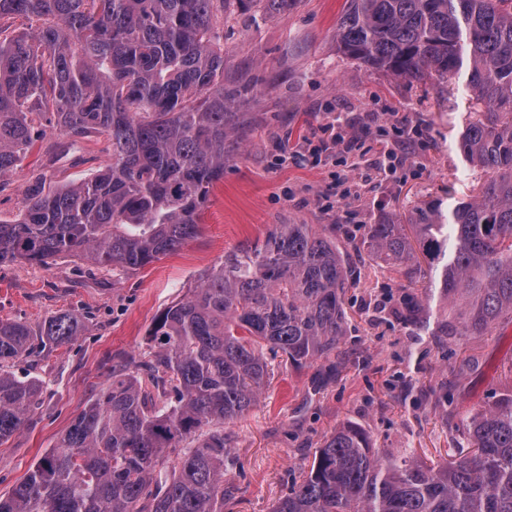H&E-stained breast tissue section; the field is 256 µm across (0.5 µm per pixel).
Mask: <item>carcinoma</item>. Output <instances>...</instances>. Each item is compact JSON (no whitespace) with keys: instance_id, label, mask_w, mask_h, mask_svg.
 <instances>
[{"instance_id":"cac0c4a2","label":"carcinoma","mask_w":512,"mask_h":512,"mask_svg":"<svg viewBox=\"0 0 512 512\" xmlns=\"http://www.w3.org/2000/svg\"><path fill=\"white\" fill-rule=\"evenodd\" d=\"M298 0H0V177L48 130L67 148L103 138L93 177L48 186L35 176L20 218L0 221V266L60 256L136 271L199 233L212 190L239 146L240 113L224 91L218 25L236 5L285 11ZM340 50L369 70L414 80L463 79L482 118L462 131L465 162L490 174L467 201H434L410 224H372L363 244L412 279L414 245L439 287L402 321L439 342L512 320V0H349ZM338 224H279L224 255L168 305L149 352L74 420L0 512H224L235 465L224 425L264 390L269 361H328L347 330L355 270ZM443 313L431 321V303ZM80 319L52 315L34 330L0 321V445L42 392L10 364L78 336ZM472 452L426 464L392 456L344 425L271 512H512V393L472 411ZM185 443L178 466L166 453Z\"/></svg>"}]
</instances>
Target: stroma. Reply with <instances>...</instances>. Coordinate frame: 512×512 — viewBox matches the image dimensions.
<instances>
[{"label": "stroma", "mask_w": 512, "mask_h": 512, "mask_svg": "<svg viewBox=\"0 0 512 512\" xmlns=\"http://www.w3.org/2000/svg\"><path fill=\"white\" fill-rule=\"evenodd\" d=\"M346 0H299L285 12L230 8L224 15V88L244 115L242 141L214 187L198 235L143 270L95 268L76 257L47 266L0 268V320L38 327L60 311L76 314L75 341L16 361V374L44 382L38 407L0 446V495L9 493L57 446L75 418L130 357H143L157 315L200 283L226 253L278 224H341L352 236L357 279L345 295L348 334L329 384L323 366L274 360L258 401L226 425L240 469L224 512H270L316 448L350 423L376 448L424 460L456 457L457 427L474 408L512 392V322L480 336L438 344L405 328L403 297L422 299L434 273L408 280L361 242L369 225L402 224L421 203L476 195L487 180L457 142L480 119L462 83L421 81L366 70L345 57L336 29ZM332 124L336 144L323 134ZM353 141L352 152L340 143ZM99 143L60 160L41 149L0 178V219L19 215L37 172L55 182L87 179ZM407 158L381 171L382 149Z\"/></svg>", "instance_id": "35a3bbf8"}]
</instances>
